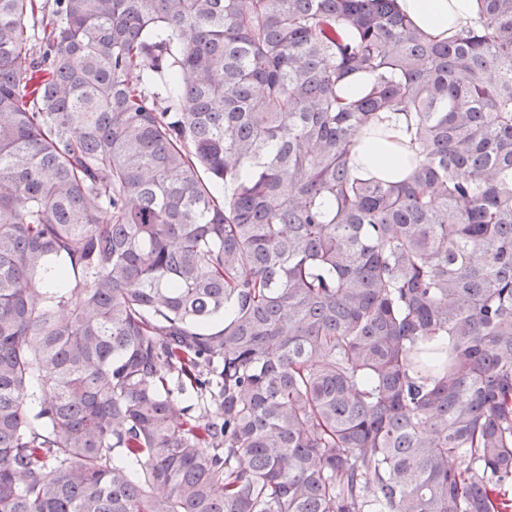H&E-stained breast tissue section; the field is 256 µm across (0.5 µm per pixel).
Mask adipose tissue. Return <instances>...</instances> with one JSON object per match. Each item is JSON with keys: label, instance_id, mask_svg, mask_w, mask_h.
Wrapping results in <instances>:
<instances>
[{"label": "adipose tissue", "instance_id": "1", "mask_svg": "<svg viewBox=\"0 0 512 512\" xmlns=\"http://www.w3.org/2000/svg\"><path fill=\"white\" fill-rule=\"evenodd\" d=\"M398 7L426 35L445 40L471 23L478 11V0H398ZM404 138L402 124L395 122L359 131L350 159L353 170L392 181L403 180L406 171L400 158L405 153Z\"/></svg>", "mask_w": 512, "mask_h": 512}]
</instances>
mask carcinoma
Returning a JSON list of instances; mask_svg holds the SVG:
<instances>
[{"label":"carcinoma","mask_w":512,"mask_h":512,"mask_svg":"<svg viewBox=\"0 0 512 512\" xmlns=\"http://www.w3.org/2000/svg\"><path fill=\"white\" fill-rule=\"evenodd\" d=\"M511 490L512 0H0V512ZM398 7L417 27L435 40H445L469 25L478 0H398ZM404 138L402 124L393 121L384 122L375 131H359L350 165L358 174L372 173L391 181L403 180L406 171L399 157L405 155L401 145Z\"/></svg>","instance_id":"carcinoma-1"}]
</instances>
